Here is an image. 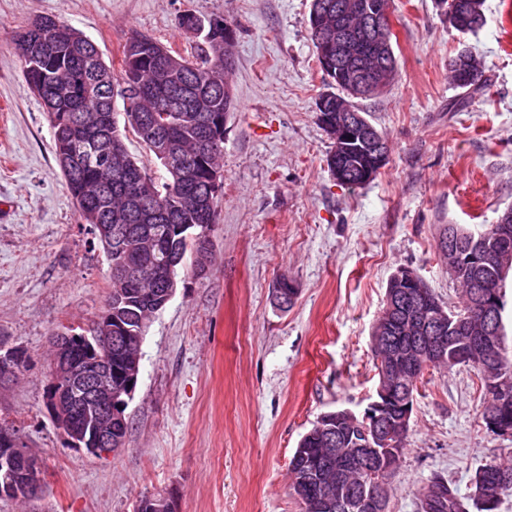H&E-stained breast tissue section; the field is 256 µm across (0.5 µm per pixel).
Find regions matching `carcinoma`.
I'll return each mask as SVG.
<instances>
[{
	"label": "carcinoma",
	"mask_w": 512,
	"mask_h": 512,
	"mask_svg": "<svg viewBox=\"0 0 512 512\" xmlns=\"http://www.w3.org/2000/svg\"><path fill=\"white\" fill-rule=\"evenodd\" d=\"M38 27L27 26L14 38L23 62L24 77L33 93L40 99L50 117L53 132L55 161L66 186L75 200L84 223L90 225L100 244L105 234L100 228H124L134 238L153 240L157 247L145 253L146 266L139 275L145 283L135 287L114 277L110 278V294L106 310L112 312V326L122 325L135 331L140 313L149 296L146 291L163 292L164 280L159 271L166 258L176 252H186L193 242L183 238L180 226L213 224L217 216L218 197L209 191L206 169L208 157L219 158L224 151V137L200 138L214 112L235 110V98L224 101V28L204 40L200 55L190 60L179 54L157 55L162 49L148 35L134 33L126 41L120 69L112 68L93 41L79 30L51 17L36 18ZM39 41L47 54L44 60L31 67L27 61L30 42ZM123 101L124 123H105L104 117L118 116L116 99ZM132 131L145 145L149 155L164 170L158 182L143 162L132 156L125 144L126 131ZM173 133V150L161 157L154 150L155 138ZM191 171V187L203 201L199 209L184 206L179 200L183 190L181 175ZM140 181V193L122 197L128 177ZM472 231L459 224H445L439 236L453 242V247H466ZM512 271L481 267L463 273L458 279L463 293L459 311L447 310L448 359L425 361L412 384L431 367L451 369L467 365L457 359V343L453 342L454 328L487 337L490 347L505 340L503 316L488 318L477 311L473 296L477 286L503 294L504 282ZM389 323L387 311H382L372 330V348L377 363V375L399 361L391 338L417 342L425 332L409 325L408 316L399 314L392 329L379 328ZM362 422L341 419L335 434L347 441L345 448L355 447L362 440ZM325 439L316 427L302 436L289 461V468L301 474L319 467L318 482L299 491L300 499L318 491V484L334 486L347 484L349 495L355 496L370 486L369 472L347 464V454H329ZM473 491L463 495L451 482L434 474L418 494L417 512H490L482 507L485 491L492 490L497 502L512 495V462L489 461L478 467L471 478Z\"/></svg>",
	"instance_id": "1"
}]
</instances>
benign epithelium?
<instances>
[{
    "instance_id": "obj_1",
    "label": "benign epithelium",
    "mask_w": 512,
    "mask_h": 512,
    "mask_svg": "<svg viewBox=\"0 0 512 512\" xmlns=\"http://www.w3.org/2000/svg\"><path fill=\"white\" fill-rule=\"evenodd\" d=\"M356 14L368 15L366 4L350 0L348 4L336 6V26L320 40L318 62L338 93H323L316 102L318 120L332 139L333 177L343 186H356L369 182L382 171L389 160L381 136L366 121L354 106V100L378 95L389 84L392 72L388 61L393 59L392 41L379 32L376 22H370L371 32H363L353 27L349 18ZM456 60L466 62L465 67L450 66L456 75V83L475 73L477 63L474 58L463 54ZM186 237L197 242L198 262L196 269H205L204 254L209 249V236L203 231L199 234L189 232ZM490 252L485 238L479 236L469 240L468 250L459 256L458 262L448 265L450 275L457 274L464 265H483L488 261ZM395 279L418 289V314H430L423 328L432 333L428 340L405 350V364L414 367L426 354L444 358L447 353L442 348L441 334L448 325L447 314L438 307L426 292L427 284L412 270L400 268ZM112 315L105 313L100 319L102 335L93 339L61 336L54 340L55 357L50 361V384L58 387L49 403V410L56 425L64 432L76 448L86 447L92 452H111L123 447L124 438L120 435L119 425L125 424L127 401L121 395L132 396L134 384L139 377V365L142 359L143 337H123V350L132 348L138 352L124 355L120 376L127 383L125 390H112ZM501 352L493 350L490 358H485L478 350H473L474 360L489 368L492 377V389L495 402H504L509 391L501 385L498 376L503 374L497 362ZM25 362V355L19 348H6L0 345V388L14 382L17 367ZM405 383V374L393 368L387 369V375L378 387L376 400L367 407L363 420L376 427L386 416L389 403L399 398ZM490 431L511 435L512 424L502 418L498 411L486 414ZM379 440L375 436L363 433V440L356 451L354 465H367L377 474L374 484L360 496L348 499L342 485L336 491L325 489L315 495L308 504L310 512H336L347 507L354 512H373L377 506L378 489L390 471L389 462L394 450L377 448ZM0 455L5 466L12 468L20 461L32 469L38 468V462L25 448L18 433L7 429L0 433ZM142 512H177L176 499L173 496L162 499L145 498L140 504Z\"/></svg>"
}]
</instances>
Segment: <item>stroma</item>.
Instances as JSON below:
<instances>
[{"mask_svg":"<svg viewBox=\"0 0 512 512\" xmlns=\"http://www.w3.org/2000/svg\"><path fill=\"white\" fill-rule=\"evenodd\" d=\"M311 0H0V343L24 351L0 389L38 457L43 493L0 512H136L174 495L178 512H302L289 461L325 412L362 413L378 384L371 333L390 277L413 270L447 308L459 292L438 257L443 224L496 223L512 208V0H484L485 25L460 34L436 0H390L398 60L390 85L357 108L382 131L390 159L350 189L327 167L332 141L316 109L328 80L308 33ZM218 14L235 28L237 110L224 133V189L208 229L211 263L192 258L152 318L118 450L72 447L45 404L50 337L98 318L110 293L107 257L83 224L55 162L51 123L28 89L15 31L51 15L120 60L132 32L185 56L198 38L180 15ZM469 48L486 87L465 97L448 61ZM297 289L279 308L274 288ZM477 373L425 372L391 512H417L433 474L461 493L512 436L487 430Z\"/></svg>","mask_w":512,"mask_h":512,"instance_id":"35a3bbf8","label":"stroma"}]
</instances>
